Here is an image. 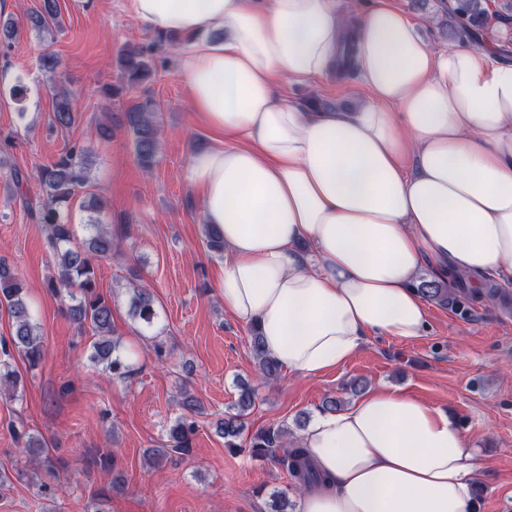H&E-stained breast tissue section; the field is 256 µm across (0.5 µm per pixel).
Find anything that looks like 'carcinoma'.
I'll return each instance as SVG.
<instances>
[{
  "label": "carcinoma",
  "instance_id": "carcinoma-1",
  "mask_svg": "<svg viewBox=\"0 0 512 512\" xmlns=\"http://www.w3.org/2000/svg\"><path fill=\"white\" fill-rule=\"evenodd\" d=\"M440 8L451 18L446 36L450 40L473 41L477 32L489 21L487 0H440ZM27 26L44 38L54 39L62 30L59 0H42L39 10L27 16ZM177 35L155 34L146 46L124 49L120 52L119 65L127 78V86L135 87L149 81L156 74V56L165 47L178 42ZM40 70L55 74L60 66L57 56L44 47L37 56ZM160 108L149 97L127 105L123 110L121 127L132 138L135 159L145 171L154 168L160 149L161 126L157 114ZM79 117L76 95L67 88L57 90L51 127L66 130L73 127ZM37 179L42 199L32 202L23 198L30 219L43 227L46 244L56 259V274L48 283L49 292L66 295L69 303L65 314L81 330L90 329L94 341L90 361L103 365L112 380L123 382L130 378L132 370L119 353V341L113 338L116 329L113 323L112 297L100 292L97 284V262L112 255L113 235L109 225L101 216H89L84 229L87 235L77 239L71 220V201L90 180V151L74 144L57 160L39 168ZM207 248L217 254L224 253V238L211 224L204 225ZM130 312L134 319L149 330L157 319L155 302L150 289L142 284H130ZM423 296L461 313H468L477 303L498 297L494 287L470 288L461 278L451 282L422 281ZM0 307L7 310L12 319L10 340L3 344L0 353V392L13 397L17 393L21 375L14 369L10 359L18 354L28 366H37L45 352L44 341L32 320L27 293L20 277L6 261L0 260ZM250 357L256 370L269 381L278 379L280 368L267 356L261 336L252 330ZM181 414L167 429L166 443L150 450L151 464L158 466L172 454L186 455L192 447V436L197 430L196 416L201 414L197 397L185 391L180 400ZM254 406L252 392L241 388L236 402V412L228 413L217 421L216 431L224 438L225 446L239 447L242 419ZM288 429L270 426L262 429L249 440L251 453L256 457H272L282 463L296 477L298 487L312 486L320 482V475L312 468L298 442L284 447ZM22 447L37 458L48 448L41 435L25 430L17 432Z\"/></svg>",
  "mask_w": 512,
  "mask_h": 512
}]
</instances>
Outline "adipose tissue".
<instances>
[{"label":"adipose tissue","mask_w":512,"mask_h":512,"mask_svg":"<svg viewBox=\"0 0 512 512\" xmlns=\"http://www.w3.org/2000/svg\"><path fill=\"white\" fill-rule=\"evenodd\" d=\"M189 37L182 70L213 130L187 181L224 236V307L314 378L380 337L425 336L421 279L512 288V63L494 43L436 48L378 0L356 29L367 104L309 111L279 78L322 77L344 47L336 0H131ZM300 444L326 482L299 512H474L482 463L455 416L369 389Z\"/></svg>","instance_id":"ef3b65f1"}]
</instances>
